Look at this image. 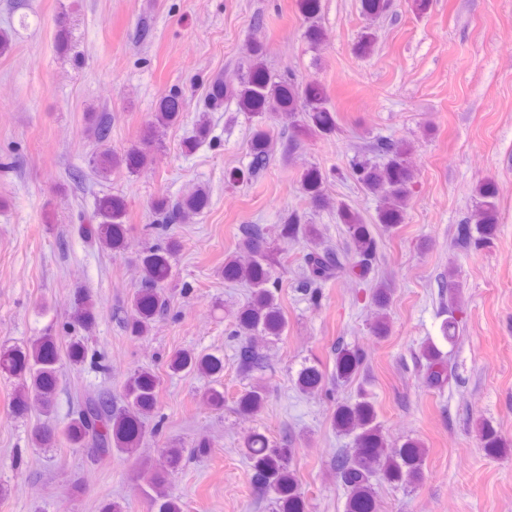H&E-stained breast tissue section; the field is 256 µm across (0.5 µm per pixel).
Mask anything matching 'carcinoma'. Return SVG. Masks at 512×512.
I'll return each mask as SVG.
<instances>
[{
	"mask_svg": "<svg viewBox=\"0 0 512 512\" xmlns=\"http://www.w3.org/2000/svg\"><path fill=\"white\" fill-rule=\"evenodd\" d=\"M299 9L309 21L306 29L308 42L316 47L324 41V32L318 23L320 0H299ZM391 6V0H362V10L367 17H377ZM57 49L67 54L73 49L68 16L63 14L57 23ZM233 99L241 112L257 115L287 111L293 118L295 134L330 136L336 132V119L327 107L323 91L312 82H300L293 75L274 76L264 64V49L252 48L250 65L246 76L237 86L227 88L224 81L212 82L203 111L219 112L224 109V99ZM182 102L179 93L164 96L156 110L155 121L143 146L125 154L110 149L108 141L111 127L105 114L90 118L87 132L99 148L96 156V172L106 178L117 169L132 171L146 162L151 154L153 133L180 120ZM273 142L270 131L262 126L255 128L249 146L247 174L265 170L271 161ZM371 150L382 156L385 163L374 165L366 160L353 162V174L362 188L381 196L383 204L378 211L377 222L386 231L397 229L404 220V209L413 192L414 171L405 157L411 145L405 140L383 137L377 139ZM324 175L315 166L305 169L301 185L303 193L319 208L330 205L323 192ZM474 222L461 224L457 228L459 239L477 246L488 242L497 224V192L493 183L486 180L476 189ZM210 203V192L198 188L192 195L181 199L162 196L154 202L156 224L161 228L176 221H187L200 214ZM125 208L116 197L104 195L95 202L91 225L83 232L106 248L119 249L126 245L127 229L123 223ZM336 214L345 224L354 243V255L340 258L333 250L324 247L320 233L314 224H307L302 216L291 213L281 225L282 238L289 241L303 240L309 244L303 256L302 280L310 299L318 300L319 290L339 276L362 277L369 270L377 253V241L371 225L348 206L336 204ZM239 246L248 255L243 260L238 256L224 260V279L241 281L252 288L251 298L239 310L233 321L230 335L243 339L247 345L238 350L241 368L248 374L265 371L264 356L254 347L253 338L265 336L278 340L283 336L287 322L277 301L278 281L273 277L277 265L276 254L264 248L263 228L258 224H244L240 230ZM176 243L159 238L148 247L142 258L140 286L131 299V312L126 317V329L132 337L149 334L156 319L169 307L165 293V282L169 277V258L174 254ZM392 289L381 285L374 289L372 299L377 308L373 332L377 336L388 333L387 308L391 302ZM94 320V301L87 290L80 291L75 300L74 323L85 327ZM335 378L340 383H349L358 375L363 365V354L338 344L333 349ZM427 362L429 383L442 384L448 379L447 367L442 352L434 344L422 350ZM60 361L58 337L41 336L25 347L0 346V374L17 380L12 399V412L17 416L27 414L32 404H37L46 418L55 412L58 392V364ZM174 373L199 372L213 376L221 372L222 362L213 356H196L190 352L177 353L169 362ZM324 379L323 371L316 365L303 364L298 372L299 390L314 394L319 391ZM159 387L158 377L148 369L131 373L125 382L127 404L115 405L112 393L98 390L78 396L69 401L68 422L59 432L50 426L42 427L36 441L41 448L68 446L85 450L92 460H102L118 452L131 454L139 447L146 433V418L155 409ZM264 387L256 384L239 399V405L250 412L261 408ZM335 428L351 437L352 447L339 448L333 458L336 477L347 488L346 512H376L373 481H384L401 487H411L423 475L427 449L421 442L409 439L398 448H390L377 422L371 397L364 391L353 400L338 404L333 416ZM482 447L498 455L509 447L507 441L492 426L480 427ZM209 444L198 443L189 452L182 448H166L162 451L167 470L178 467L182 458L192 460L206 454ZM242 448L251 460L254 469V484L258 494L269 496L275 504L272 512H305V502L300 492L296 473L290 467L291 449L276 446L257 433L243 437ZM150 504L160 503L159 512H182L177 499L167 490V479L153 470L147 476Z\"/></svg>",
	"mask_w": 512,
	"mask_h": 512,
	"instance_id": "cac0c4a2",
	"label": "carcinoma"
}]
</instances>
